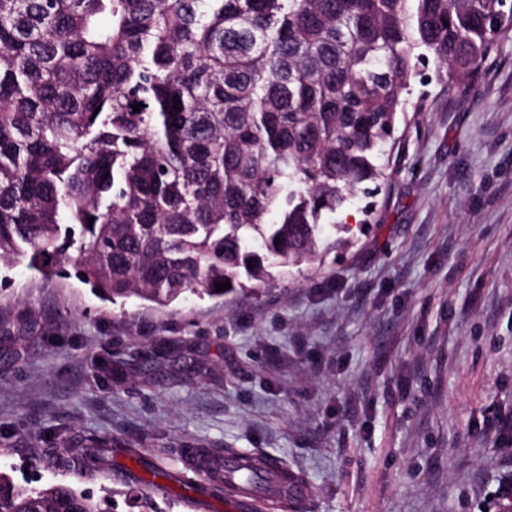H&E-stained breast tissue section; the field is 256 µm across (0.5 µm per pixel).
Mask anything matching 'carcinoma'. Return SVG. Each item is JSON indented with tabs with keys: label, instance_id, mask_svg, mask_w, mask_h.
Wrapping results in <instances>:
<instances>
[{
	"label": "carcinoma",
	"instance_id": "carcinoma-1",
	"mask_svg": "<svg viewBox=\"0 0 512 512\" xmlns=\"http://www.w3.org/2000/svg\"><path fill=\"white\" fill-rule=\"evenodd\" d=\"M509 29L506 0H0V265L159 308L264 287L388 181L423 61L463 89ZM0 512L112 501L0 476Z\"/></svg>",
	"mask_w": 512,
	"mask_h": 512
}]
</instances>
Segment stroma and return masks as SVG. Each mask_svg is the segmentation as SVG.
<instances>
[{
  "label": "stroma",
  "instance_id": "1",
  "mask_svg": "<svg viewBox=\"0 0 512 512\" xmlns=\"http://www.w3.org/2000/svg\"><path fill=\"white\" fill-rule=\"evenodd\" d=\"M420 71L390 185L266 287L158 309L0 268V472L225 512L186 451L233 448L303 475L299 512H488L512 484V31L462 90ZM95 444L111 468L60 465Z\"/></svg>",
  "mask_w": 512,
  "mask_h": 512
}]
</instances>
